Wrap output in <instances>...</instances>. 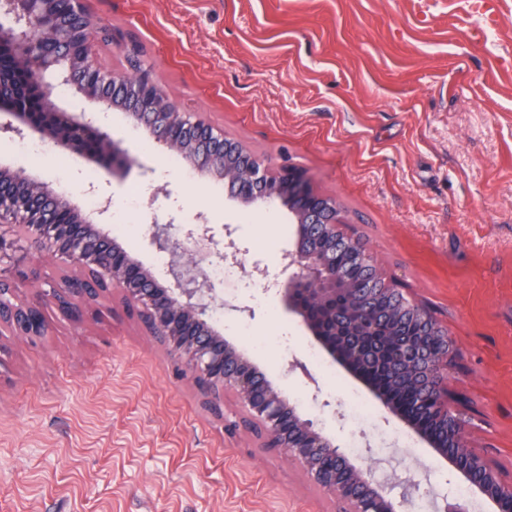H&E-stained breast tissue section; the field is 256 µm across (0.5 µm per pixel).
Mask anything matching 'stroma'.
I'll use <instances>...</instances> for the list:
<instances>
[{
  "instance_id": "1",
  "label": "stroma",
  "mask_w": 512,
  "mask_h": 512,
  "mask_svg": "<svg viewBox=\"0 0 512 512\" xmlns=\"http://www.w3.org/2000/svg\"><path fill=\"white\" fill-rule=\"evenodd\" d=\"M82 3L143 47L177 104L339 201L376 267L447 328L460 353L448 391L473 408V448L512 478V0L485 30L462 0ZM106 126L152 174L114 178L60 144L34 171L81 200L98 190L120 210L137 199L122 242L145 265L152 216L175 209L185 224L206 213L232 231L245 265L280 278L294 233L286 207L248 208L223 183L169 166L161 147L144 153L148 133L121 111ZM222 291L225 338L329 438L355 441V464L414 479V512L454 498L464 512H494L475 491L456 498L463 479L361 379L329 355L307 358L317 342L276 288ZM45 312L41 339L0 324V512H336L297 463L262 448L232 393L222 415L210 410L120 293L78 322ZM351 392L368 405L367 427Z\"/></svg>"
}]
</instances>
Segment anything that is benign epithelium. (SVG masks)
<instances>
[{
  "label": "benign epithelium",
  "instance_id": "benign-epithelium-1",
  "mask_svg": "<svg viewBox=\"0 0 512 512\" xmlns=\"http://www.w3.org/2000/svg\"><path fill=\"white\" fill-rule=\"evenodd\" d=\"M57 0H0V54L6 53L25 70L37 90L47 122L29 118L13 97L0 91V112L11 119L0 122V135L38 136L73 147L90 130L97 132L109 172L133 162L112 135L98 126L99 112L118 110L136 128H143L167 150L179 155L199 177L224 183L229 195L247 207L282 205L294 224L293 245L284 255L285 279L277 286L288 309L298 315L322 347L349 372H355L361 327L372 316L370 297L384 301L385 318L413 321L421 335L412 360L401 353L393 362L409 373L430 401L434 429L408 413L395 396L383 406L427 441L435 453L467 483L492 501L497 512H512V482L484 453L471 448L468 433L448 400L446 379L458 350L444 328L425 307L396 288H379L378 271L367 287L351 288L354 266L336 269V254L360 260L355 236L336 218V199L317 194L304 171L288 165L270 169L252 165L243 146L224 136L205 120L179 109L148 73L132 78L125 71L105 75L97 86L83 79L95 66V48L106 30L75 6L59 12ZM55 72L60 83L86 104L69 112L58 104L54 88L43 74ZM155 90V105L140 106L147 90ZM111 198H102L93 212L78 199L32 172L0 167V321L18 336L34 339L48 333L44 304L51 303L68 320H79L84 308L120 291L136 305L153 336L192 374L211 401L234 394L246 415L263 426V446L288 454L323 490L336 495L344 512H397L412 502L416 484L376 477L372 469L357 466L346 451L303 417L245 353L224 338L211 312L224 306L218 289L202 268L196 247L204 244L209 262H240L241 248L232 232L218 233L209 218L198 213L177 235L171 233L176 215L153 222L148 244L170 258L171 281L160 282L121 243L104 223ZM48 255L61 265L76 266L81 274L44 277L37 298L23 301L20 285L35 257ZM401 488L399 496L393 491Z\"/></svg>",
  "mask_w": 512,
  "mask_h": 512
}]
</instances>
